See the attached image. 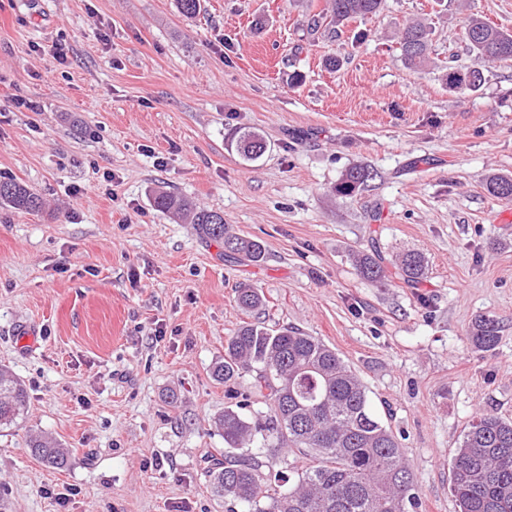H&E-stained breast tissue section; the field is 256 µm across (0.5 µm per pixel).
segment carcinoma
<instances>
[{
    "mask_svg": "<svg viewBox=\"0 0 512 512\" xmlns=\"http://www.w3.org/2000/svg\"><path fill=\"white\" fill-rule=\"evenodd\" d=\"M382 4L383 0H330L327 9L309 18V34L332 39L337 27L376 15ZM433 34L431 24L423 21L404 27L399 45L409 65L430 62ZM462 40L476 63L464 70L448 66L443 74L448 91L459 94L483 86L487 64L512 60V31L481 18L468 20ZM230 146L248 162L260 159L268 148L256 129L240 132ZM370 177L366 167L351 166L334 191L350 196ZM486 189L511 202L512 176L492 175ZM0 205L33 214L43 210L44 200L24 183L0 179ZM152 205L195 225L206 239L224 248L226 256L248 262L263 258L262 243L226 232L224 215L217 211L197 207L167 190L153 192ZM355 263L363 279L380 286L389 281L378 253L359 252ZM425 272L426 260L419 252H405L396 259L394 275L405 283L420 282ZM236 302L252 311L262 307L263 296L244 285L237 289ZM471 339L485 351L494 349L501 340L498 322L479 317ZM245 372L253 376L251 395L267 398L270 408L249 416L238 409H224L215 420L224 447L256 443L271 450L285 445L306 448L314 454L315 463L284 491L282 485L288 479L276 476L274 483H268L257 459L224 454V461L211 463L207 473L214 493L227 501L228 512H236L238 505L248 506L250 512H417L419 498L402 444L372 413L365 386L334 349L297 328L273 332L259 322L244 323L228 339L224 359L215 363L212 375L229 384ZM27 404L23 383L0 368V427L19 424ZM29 448L55 468L67 464V450L50 436L30 437ZM449 471L458 512H512V420L490 413L476 416L450 460ZM264 499L269 500L266 507L261 506Z\"/></svg>",
    "mask_w": 512,
    "mask_h": 512,
    "instance_id": "carcinoma-1",
    "label": "carcinoma"
}]
</instances>
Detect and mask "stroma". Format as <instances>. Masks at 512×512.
<instances>
[{
	"label": "stroma",
	"mask_w": 512,
	"mask_h": 512,
	"mask_svg": "<svg viewBox=\"0 0 512 512\" xmlns=\"http://www.w3.org/2000/svg\"><path fill=\"white\" fill-rule=\"evenodd\" d=\"M325 2L203 0L188 18L176 0H0V176L46 203L0 206V368L29 403L0 428V512H227L206 475L224 455L214 421L251 378L227 387L211 368L256 321L335 349L401 441L418 512H457L448 461L469 423L512 418V202L485 189L512 175V61L465 94L442 67L473 65L468 16L512 30V0H385L334 41L307 33ZM422 16L434 53L411 70L397 41ZM249 127L269 145L254 162L228 145ZM355 164L372 179L334 193ZM158 189L223 213L264 259L225 257L153 207ZM370 248L388 263L421 252L428 274L378 287L352 259ZM242 282L261 311L236 304ZM481 315L501 327L491 351L470 340ZM38 433L68 449L65 467L30 453ZM239 454L293 480L310 462L298 448Z\"/></svg>",
	"instance_id": "1"
}]
</instances>
